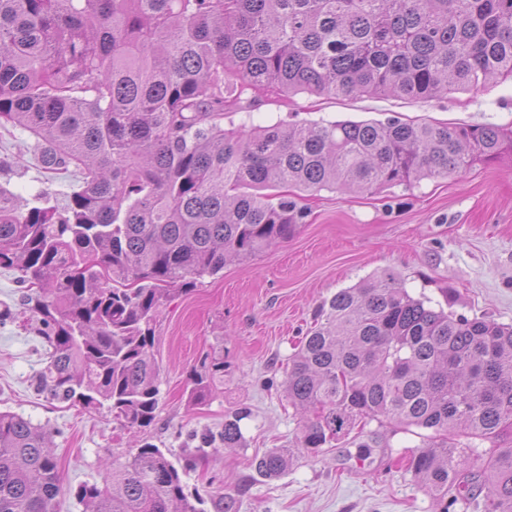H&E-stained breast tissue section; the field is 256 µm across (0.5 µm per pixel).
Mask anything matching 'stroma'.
Returning <instances> with one entry per match:
<instances>
[{"label": "stroma", "instance_id": "35a3bbf8", "mask_svg": "<svg viewBox=\"0 0 512 512\" xmlns=\"http://www.w3.org/2000/svg\"><path fill=\"white\" fill-rule=\"evenodd\" d=\"M429 120L451 126L512 128V81L426 100L307 94L269 99L228 112L225 128L318 121ZM28 133L0 127V188L26 201L44 193L64 205L76 189L68 173L42 169ZM307 215L287 241L227 262L162 310L152 356L160 373L156 418L145 430L113 421L108 409H86L37 390L49 361L24 302L19 274L0 268V411L45 427L65 487L54 512H83L71 494L100 482L113 459L149 439L181 461L187 435L219 431L246 407L245 445L193 461L184 480L209 498L229 494L237 512H439L407 468L424 434L371 422L376 445L361 455L355 433L314 454L300 443V416L282 382L300 339L323 302L337 291L394 271L406 290L432 307L512 325V158L476 163L445 178L423 179L376 194L289 191ZM224 346V383L202 404L189 399L188 374L216 344ZM271 448L293 452L288 471L260 476L254 457Z\"/></svg>", "mask_w": 512, "mask_h": 512}]
</instances>
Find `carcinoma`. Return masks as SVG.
I'll list each match as a JSON object with an SVG mask.
<instances>
[{"mask_svg": "<svg viewBox=\"0 0 512 512\" xmlns=\"http://www.w3.org/2000/svg\"><path fill=\"white\" fill-rule=\"evenodd\" d=\"M498 79L512 80V0H0V123L35 139L44 169L78 180L61 210L0 190V267L34 289L49 347L40 385L146 428L161 308L227 260L288 240L305 212L284 188L373 193L512 154V130L492 124L224 129L243 95L432 98ZM222 377L221 348L192 367L190 399ZM283 386L313 413L301 436L312 452L357 420L427 429L409 470L442 512H512V448L462 442L512 430V325L435 310L385 271L323 306ZM247 417L228 415L193 457L241 446ZM291 459L272 448L255 469L278 477ZM466 470L483 499L448 498ZM60 491L46 432L0 411V512H52ZM74 496L88 512H205L148 441Z\"/></svg>", "mask_w": 512, "mask_h": 512, "instance_id": "carcinoma-1", "label": "carcinoma"}]
</instances>
